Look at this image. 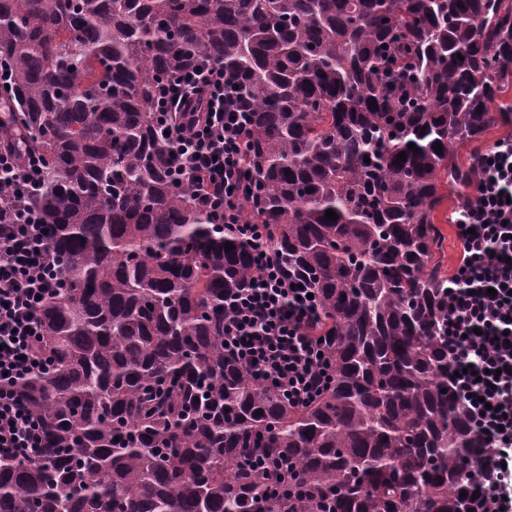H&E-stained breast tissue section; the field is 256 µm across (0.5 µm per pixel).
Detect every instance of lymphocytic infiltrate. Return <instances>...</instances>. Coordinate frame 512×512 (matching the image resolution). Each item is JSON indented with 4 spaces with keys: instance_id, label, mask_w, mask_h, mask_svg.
<instances>
[{
    "instance_id": "obj_1",
    "label": "lymphocytic infiltrate",
    "mask_w": 512,
    "mask_h": 512,
    "mask_svg": "<svg viewBox=\"0 0 512 512\" xmlns=\"http://www.w3.org/2000/svg\"><path fill=\"white\" fill-rule=\"evenodd\" d=\"M155 114L174 145L172 177L195 186L211 223L263 238L262 225L242 221L250 114L223 65L185 71L161 90ZM477 169L469 201L451 219L462 250L444 301L448 359L478 431L489 435L473 512H512V137L481 152ZM42 175L39 157L0 145V185L11 197L0 206V461L37 458L43 446L21 384L46 364L40 309L60 278L45 225L20 205ZM254 261L251 284L225 301L224 355L290 405H306L332 382L318 301L272 248L260 247Z\"/></svg>"
}]
</instances>
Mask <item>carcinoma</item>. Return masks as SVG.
Here are the masks:
<instances>
[{"instance_id": "cac0c4a2", "label": "carcinoma", "mask_w": 512, "mask_h": 512, "mask_svg": "<svg viewBox=\"0 0 512 512\" xmlns=\"http://www.w3.org/2000/svg\"><path fill=\"white\" fill-rule=\"evenodd\" d=\"M202 60L251 103L245 223L316 288L333 381L302 408L224 357L253 244L173 180L154 124ZM0 81L65 281L22 385L44 448L0 462V512H464L482 445L433 213L512 86V0H0ZM275 456L294 506L263 492Z\"/></svg>"}]
</instances>
